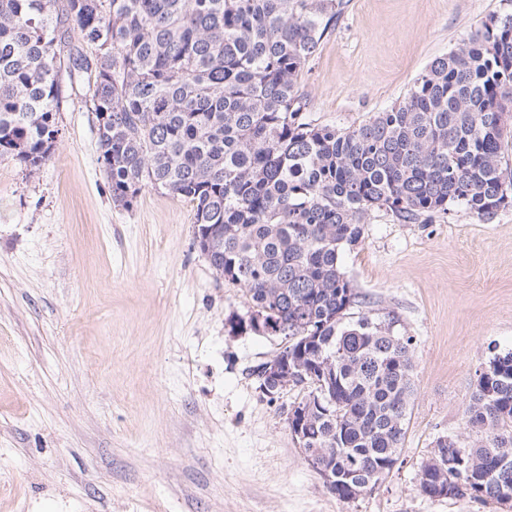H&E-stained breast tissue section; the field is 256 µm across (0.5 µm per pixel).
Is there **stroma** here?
<instances>
[{"label": "stroma", "mask_w": 512, "mask_h": 512, "mask_svg": "<svg viewBox=\"0 0 512 512\" xmlns=\"http://www.w3.org/2000/svg\"><path fill=\"white\" fill-rule=\"evenodd\" d=\"M505 0H347L303 82L313 124L347 128L400 99ZM64 83L61 133L35 174L0 161V512H512L429 499L416 474L441 434L468 438L478 373L512 349V207L406 224L368 212L342 265L349 320L395 315L415 392L394 468L350 502L287 424L303 390L255 368L280 341L231 333L239 287L195 242L190 205L143 189L114 207L97 122Z\"/></svg>", "instance_id": "obj_1"}]
</instances>
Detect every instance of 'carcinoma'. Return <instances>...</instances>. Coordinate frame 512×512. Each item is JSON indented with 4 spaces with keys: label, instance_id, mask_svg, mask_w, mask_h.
<instances>
[{
    "label": "carcinoma",
    "instance_id": "carcinoma-1",
    "mask_svg": "<svg viewBox=\"0 0 512 512\" xmlns=\"http://www.w3.org/2000/svg\"><path fill=\"white\" fill-rule=\"evenodd\" d=\"M343 0H0V159L34 174L60 129L62 73L85 74L112 203L145 187L192 206L216 274L320 381L300 399L305 447L357 499L399 459L414 393L413 339L395 318L344 322L360 295L341 255L368 212L408 224L512 206V11L433 59L400 100L349 129L307 121L304 71ZM312 341H307L308 337ZM327 370H321L326 360ZM466 445L440 435L417 481L447 498L512 502V351L466 407Z\"/></svg>",
    "mask_w": 512,
    "mask_h": 512
}]
</instances>
